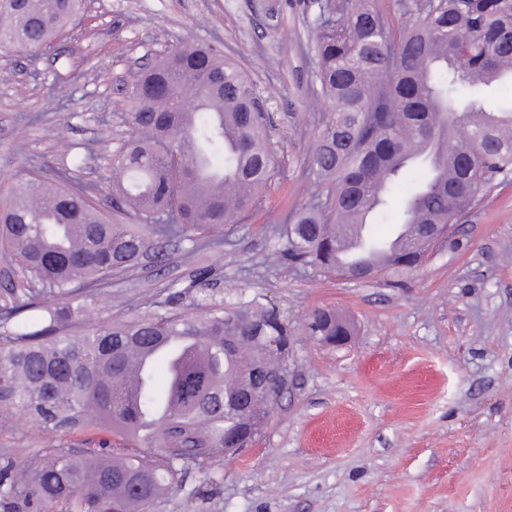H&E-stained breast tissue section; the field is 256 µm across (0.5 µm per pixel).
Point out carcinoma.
<instances>
[{"mask_svg": "<svg viewBox=\"0 0 512 512\" xmlns=\"http://www.w3.org/2000/svg\"><path fill=\"white\" fill-rule=\"evenodd\" d=\"M83 4L0 0V51L50 50L80 25ZM393 5L394 23L371 0L322 4L314 55L326 120L306 172L326 193L289 214L279 262L339 276L407 270L434 226L457 223L494 176L512 171V0ZM258 96L219 48L176 46L131 77V138L112 163V189L135 223L100 211L98 185L73 184L78 153L57 182L34 169L0 199V250L23 275L0 304V408L25 414L46 438L24 462L0 454V512H150L183 492L198 496L199 486L185 490L191 471L216 483L211 467L266 422L271 399L259 385L288 363L293 332L256 295L212 300L205 270L190 312L70 331L79 285L103 284L151 249L162 260L173 238L218 237L260 203L273 160ZM405 180L392 221L389 199ZM390 223L404 232L397 245L372 231ZM356 226L360 253L347 257ZM305 328L325 344L351 335L332 310ZM165 340L128 405L115 380L133 370L135 352ZM161 407L164 419L143 428ZM90 428L132 447L74 448L62 434Z\"/></svg>", "mask_w": 512, "mask_h": 512, "instance_id": "cac0c4a2", "label": "carcinoma"}]
</instances>
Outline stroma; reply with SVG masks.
<instances>
[{
  "mask_svg": "<svg viewBox=\"0 0 512 512\" xmlns=\"http://www.w3.org/2000/svg\"><path fill=\"white\" fill-rule=\"evenodd\" d=\"M322 0H87L60 60L0 54V176L43 166L45 178L84 149L80 182L113 213L110 163L130 136L132 73L182 43L219 46L255 82L272 114L274 172L259 208L222 242L171 243L94 292L82 329L137 314L185 311L198 268L221 294L262 295L295 335L288 382L266 426L220 466L203 497L156 512H512V173L486 186L422 267L370 281L273 264L283 221L319 186L305 173L324 110L312 42ZM76 76L60 87L63 61ZM353 324L336 347L308 336L314 309ZM41 441L27 417L0 410V450L21 460Z\"/></svg>",
  "mask_w": 512,
  "mask_h": 512,
  "instance_id": "obj_1",
  "label": "stroma"
}]
</instances>
